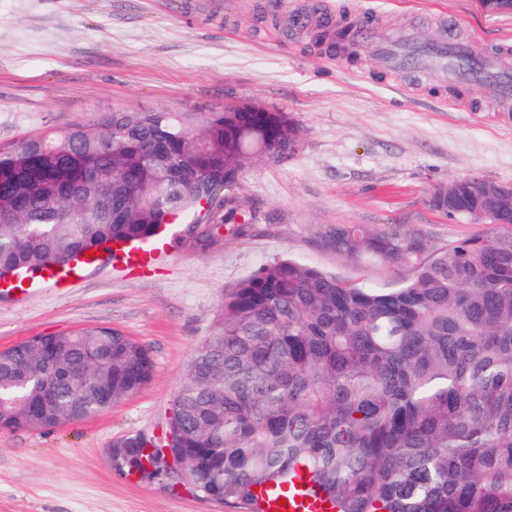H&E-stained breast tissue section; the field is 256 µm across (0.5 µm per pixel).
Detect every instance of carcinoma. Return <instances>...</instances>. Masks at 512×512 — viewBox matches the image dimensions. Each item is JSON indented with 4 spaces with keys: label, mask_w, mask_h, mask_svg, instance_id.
Instances as JSON below:
<instances>
[{
    "label": "carcinoma",
    "mask_w": 512,
    "mask_h": 512,
    "mask_svg": "<svg viewBox=\"0 0 512 512\" xmlns=\"http://www.w3.org/2000/svg\"><path fill=\"white\" fill-rule=\"evenodd\" d=\"M350 30L336 43L355 63ZM290 139L286 112L114 110L0 148V278L195 224L204 200L205 234L238 224L225 183ZM450 217L495 230L433 251L396 227L325 233L352 261L412 268L399 288L277 259L225 290L174 395L169 441L130 435L113 462L150 477L168 450L188 484L250 512L299 467L335 512H512V211L463 194ZM152 373L148 350L110 326L28 338L0 352V408L8 426L81 422Z\"/></svg>",
    "instance_id": "carcinoma-1"
}]
</instances>
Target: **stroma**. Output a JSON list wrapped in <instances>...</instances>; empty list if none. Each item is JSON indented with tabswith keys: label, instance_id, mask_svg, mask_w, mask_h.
<instances>
[{
	"label": "stroma",
	"instance_id": "obj_1",
	"mask_svg": "<svg viewBox=\"0 0 512 512\" xmlns=\"http://www.w3.org/2000/svg\"><path fill=\"white\" fill-rule=\"evenodd\" d=\"M0 0V147L116 109L205 113L257 102L296 122L294 154L252 158L233 190L248 223L214 242L174 227L168 255L144 269L110 261L69 287L32 284L0 298V350L32 336L112 326L154 370L136 395L85 422L0 428V512H245L119 470V438L161 435L197 346L213 335L224 290L281 257L372 288L410 268L354 262L325 248L339 224L401 225L431 248L489 232L427 204L458 176L512 184V104L485 82L459 88L422 73L328 59L283 35L292 0ZM378 31L414 25L433 40L458 18L468 51L512 40V0H369Z\"/></svg>",
	"mask_w": 512,
	"mask_h": 512
}]
</instances>
